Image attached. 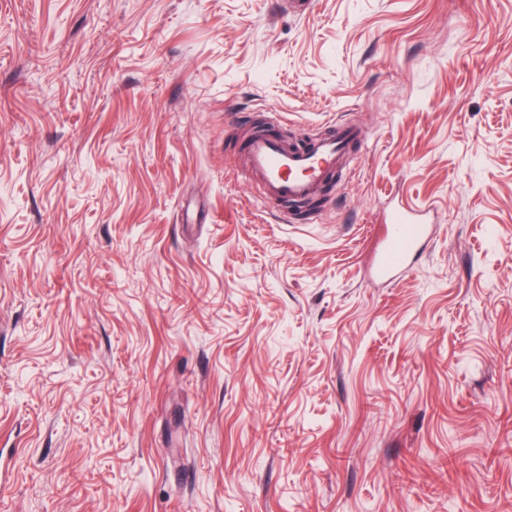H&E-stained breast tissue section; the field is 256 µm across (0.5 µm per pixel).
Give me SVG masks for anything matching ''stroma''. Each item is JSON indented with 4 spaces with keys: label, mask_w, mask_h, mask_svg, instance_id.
<instances>
[{
    "label": "stroma",
    "mask_w": 512,
    "mask_h": 512,
    "mask_svg": "<svg viewBox=\"0 0 512 512\" xmlns=\"http://www.w3.org/2000/svg\"><path fill=\"white\" fill-rule=\"evenodd\" d=\"M0 512H512V0H0ZM270 123L256 125L247 140L246 167L269 203L304 201L331 182L362 131L336 121L309 146L288 144ZM386 223L385 236L373 264V275L378 281L409 272L428 240V225L422 223L415 211L398 208L388 215Z\"/></svg>",
    "instance_id": "stroma-1"
}]
</instances>
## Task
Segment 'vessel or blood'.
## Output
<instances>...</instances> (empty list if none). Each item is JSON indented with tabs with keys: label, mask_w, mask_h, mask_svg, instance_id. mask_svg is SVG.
Returning <instances> with one entry per match:
<instances>
[{
	"label": "vessel or blood",
	"mask_w": 512,
	"mask_h": 512,
	"mask_svg": "<svg viewBox=\"0 0 512 512\" xmlns=\"http://www.w3.org/2000/svg\"><path fill=\"white\" fill-rule=\"evenodd\" d=\"M361 130L336 121L307 146L288 144L269 124L255 126L247 140L246 167L270 203L303 201L331 182ZM428 240V227L415 211L399 208L386 219L385 236L376 251L373 275L387 281L409 272Z\"/></svg>",
	"instance_id": "b4317fda"
}]
</instances>
